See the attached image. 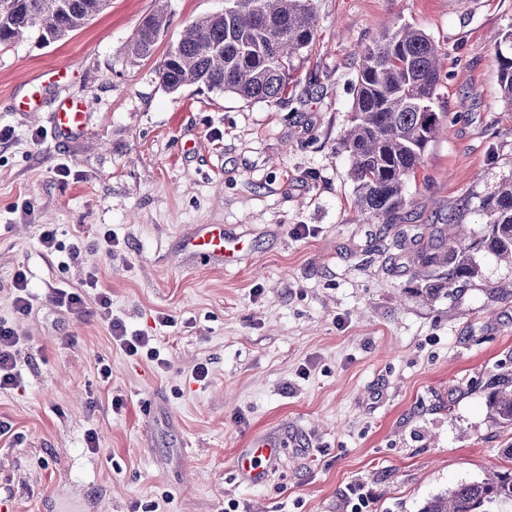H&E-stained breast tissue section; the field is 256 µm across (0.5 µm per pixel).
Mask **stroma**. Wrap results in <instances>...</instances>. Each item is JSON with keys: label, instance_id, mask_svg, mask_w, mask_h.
<instances>
[{"label": "stroma", "instance_id": "35a3bbf8", "mask_svg": "<svg viewBox=\"0 0 512 512\" xmlns=\"http://www.w3.org/2000/svg\"><path fill=\"white\" fill-rule=\"evenodd\" d=\"M158 0H110L50 46L0 45V319L29 340L0 420V503L12 512H418L429 497L512 469V428L492 422L487 387L512 364V266L479 253L478 277L426 299L392 242L403 225L486 227L479 197L512 173V108L494 48L512 0H312L317 27L282 99L161 85L155 69L193 20L227 0H168L146 59L128 44ZM426 32L444 62L447 128L406 186L400 223L354 205L344 136L358 51L392 22ZM62 71L59 81L38 75ZM87 100L83 133L55 137L64 99ZM67 164L69 176L56 173ZM76 258L59 264L46 225ZM223 225L239 250L210 267L183 239ZM111 232L113 251L98 240ZM28 272L34 307L12 306ZM96 273L112 315L153 337L160 363L113 344L95 297L83 317L48 302ZM172 315L162 327L159 313ZM111 369L97 379L99 364ZM208 377H193L198 366ZM124 401L121 411L113 398ZM96 430L100 449L84 446ZM283 433L267 480L231 468L251 437ZM12 280L15 290L12 302L13 307L16 312L27 315L33 309L32 294L28 289L27 271L23 268H18L14 272Z\"/></svg>", "mask_w": 512, "mask_h": 512}]
</instances>
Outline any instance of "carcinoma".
Instances as JSON below:
<instances>
[{"label":"carcinoma","instance_id":"carcinoma-1","mask_svg":"<svg viewBox=\"0 0 512 512\" xmlns=\"http://www.w3.org/2000/svg\"><path fill=\"white\" fill-rule=\"evenodd\" d=\"M221 14L193 21L166 52L156 70L169 91L188 85L271 102L288 89L292 62L314 42L316 19L309 0H230ZM108 0H0V44L34 33L44 45L87 25ZM168 15L160 10L139 25L128 51L134 59L155 51ZM351 126L344 142L351 158L356 204L367 219L394 224L406 204L405 184L423 165L431 142L444 128L435 110L441 54L422 30L396 22L371 47L360 51ZM499 84L512 105V29L495 47ZM487 230L469 235L457 217L448 228L432 226L412 237L411 263L429 296L458 294L479 275L475 254L487 251L512 263V173L479 202ZM486 405L492 420L512 427V370L491 382ZM512 474L496 473L461 483L425 500L419 512H508Z\"/></svg>","mask_w":512,"mask_h":512}]
</instances>
